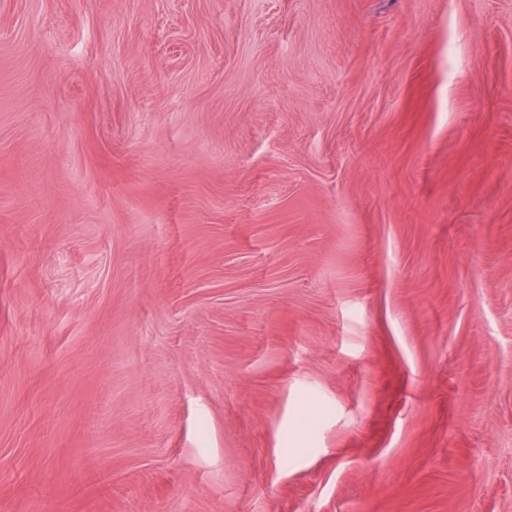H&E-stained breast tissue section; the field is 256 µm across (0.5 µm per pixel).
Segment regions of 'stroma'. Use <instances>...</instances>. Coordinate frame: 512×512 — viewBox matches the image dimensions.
<instances>
[{
	"label": "stroma",
	"mask_w": 512,
	"mask_h": 512,
	"mask_svg": "<svg viewBox=\"0 0 512 512\" xmlns=\"http://www.w3.org/2000/svg\"><path fill=\"white\" fill-rule=\"evenodd\" d=\"M0 512H512V0H0Z\"/></svg>",
	"instance_id": "35a3bbf8"
}]
</instances>
